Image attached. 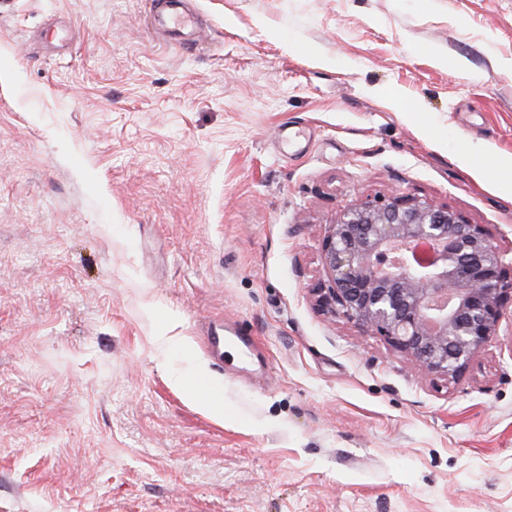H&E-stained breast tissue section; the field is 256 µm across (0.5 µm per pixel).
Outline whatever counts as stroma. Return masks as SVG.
Wrapping results in <instances>:
<instances>
[{"label":"stroma","mask_w":512,"mask_h":512,"mask_svg":"<svg viewBox=\"0 0 512 512\" xmlns=\"http://www.w3.org/2000/svg\"><path fill=\"white\" fill-rule=\"evenodd\" d=\"M186 5L0 0V512H512V318L446 382L315 295L367 196L512 249V0ZM184 5L183 0H159L154 21L160 18L171 29L182 32L193 30L196 26L195 18L187 12ZM173 384L180 387L187 396L201 408L223 417L224 400L219 395H210L201 389L203 382H198L197 375L194 372L192 376L183 374L173 377Z\"/></svg>","instance_id":"35a3bbf8"}]
</instances>
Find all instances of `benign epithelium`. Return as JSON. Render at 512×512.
I'll use <instances>...</instances> for the list:
<instances>
[{
	"mask_svg": "<svg viewBox=\"0 0 512 512\" xmlns=\"http://www.w3.org/2000/svg\"><path fill=\"white\" fill-rule=\"evenodd\" d=\"M429 241L431 262L411 248ZM324 311L379 336L427 374L457 378L512 305V262L483 224L403 193L344 210L321 245Z\"/></svg>",
	"mask_w": 512,
	"mask_h": 512,
	"instance_id": "1",
	"label": "benign epithelium"
}]
</instances>
